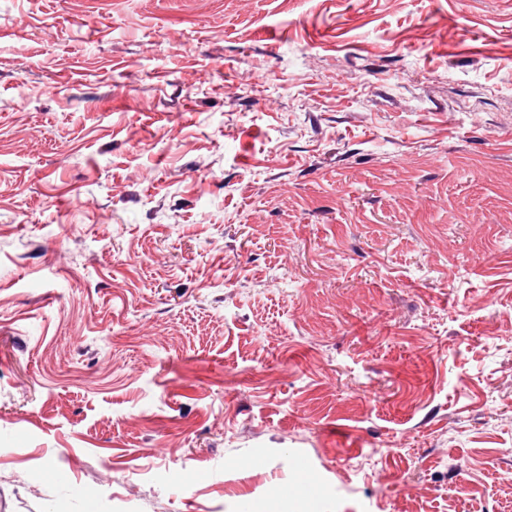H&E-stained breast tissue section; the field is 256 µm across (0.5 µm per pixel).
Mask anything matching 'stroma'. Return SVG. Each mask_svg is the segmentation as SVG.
<instances>
[{
  "instance_id": "stroma-1",
  "label": "stroma",
  "mask_w": 512,
  "mask_h": 512,
  "mask_svg": "<svg viewBox=\"0 0 512 512\" xmlns=\"http://www.w3.org/2000/svg\"><path fill=\"white\" fill-rule=\"evenodd\" d=\"M0 512H512V0H0Z\"/></svg>"
}]
</instances>
